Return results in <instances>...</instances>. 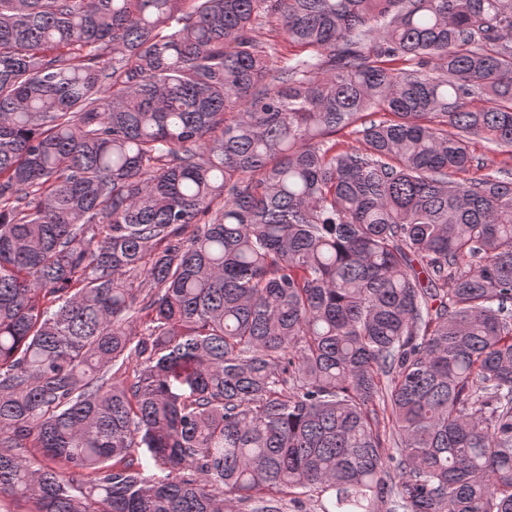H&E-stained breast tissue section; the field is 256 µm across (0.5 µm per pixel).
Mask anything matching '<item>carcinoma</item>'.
<instances>
[{"label": "carcinoma", "mask_w": 512, "mask_h": 512, "mask_svg": "<svg viewBox=\"0 0 512 512\" xmlns=\"http://www.w3.org/2000/svg\"><path fill=\"white\" fill-rule=\"evenodd\" d=\"M477 139L512 158V0H0V496L512 512Z\"/></svg>", "instance_id": "cac0c4a2"}]
</instances>
